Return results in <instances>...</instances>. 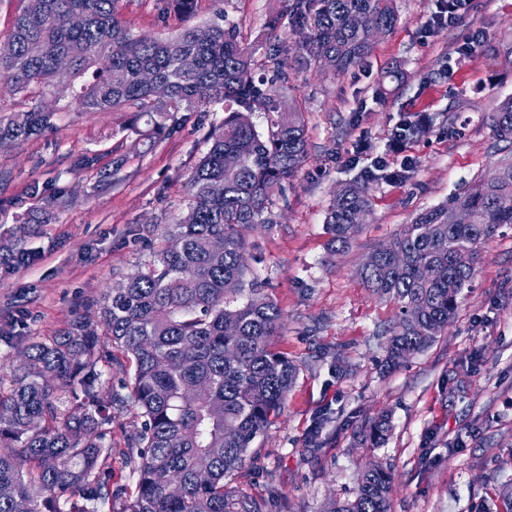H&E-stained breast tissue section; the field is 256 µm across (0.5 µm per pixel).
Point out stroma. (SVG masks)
Instances as JSON below:
<instances>
[{"label":"stroma","mask_w":512,"mask_h":512,"mask_svg":"<svg viewBox=\"0 0 512 512\" xmlns=\"http://www.w3.org/2000/svg\"><path fill=\"white\" fill-rule=\"evenodd\" d=\"M282 6L197 0L184 14L174 0H124L122 10L133 32L158 37L225 13L256 51L257 78L270 73L266 43L283 41L279 62L290 81L277 101L302 112L306 125L309 159L274 193L273 224L243 232L249 265L284 315L273 345L298 373L237 484L265 499L267 512H326L352 497L361 465L372 462L393 475L391 512H490L502 487L512 488V226L482 246L447 332L393 368L385 357L398 309L366 287L361 269L416 213L512 159V143L483 121L512 96V65L458 52L475 30L487 43L512 35V0H473L453 26L438 19L437 0H395L396 28L362 67L340 74L295 67V32L268 28ZM440 68L447 78H435ZM54 93V129L0 148V234L29 225L25 246L37 253L19 269L0 263L5 371L29 339L65 328L164 245V226L188 212V177L208 149L206 135L224 117L218 105L183 113L169 136L136 149L132 113L68 112V90ZM406 117L425 133L394 147L391 132ZM379 157L392 170L412 164L410 178L370 182L369 222L330 251L323 224L337 188ZM35 185L66 206L45 208ZM382 415L389 430L374 447L359 430ZM139 425L131 408L112 424L113 488L132 482L126 459Z\"/></svg>","instance_id":"obj_1"}]
</instances>
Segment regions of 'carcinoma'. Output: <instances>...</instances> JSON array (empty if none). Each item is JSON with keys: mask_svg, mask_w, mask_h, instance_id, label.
Masks as SVG:
<instances>
[{"mask_svg": "<svg viewBox=\"0 0 512 512\" xmlns=\"http://www.w3.org/2000/svg\"><path fill=\"white\" fill-rule=\"evenodd\" d=\"M0 57V98L22 94L26 110L0 108V143H19L55 127L56 111L42 100L54 88L58 60L75 80L78 112L128 111L145 119L138 136L159 138L181 112L224 104V119L207 137L209 149L192 168L190 224L165 228V245L53 336L18 351L24 364L0 374V512H265L262 501L232 486L254 442L284 408L297 373L272 338L283 313L264 289L249 283L244 226L271 224L275 190L308 159L298 112L277 116L267 135L250 120L275 112L276 86L288 73L256 81L255 55L238 27L213 21L169 38L134 35L121 18L122 0H24ZM299 36L295 61L303 69L343 73L369 55L367 16L386 36L398 22L394 0H284ZM78 13L83 24L66 19ZM166 89L158 98L154 86ZM483 119L492 134L512 141V97ZM420 132L404 120L392 130L402 143ZM410 167L384 166L345 184L334 195L325 225L330 250L359 231L358 213L371 212L367 184L405 177ZM466 212L469 224L454 217ZM512 225V162L496 164L447 202L420 212L362 268L366 285L393 300L400 318L388 339L386 363L396 366L445 333L475 268L455 257L479 248ZM35 253L17 233L0 235V259L25 266ZM128 375L123 395L112 389V368ZM135 407L137 454L127 458L133 486L112 491L105 469L112 455L114 411ZM172 477L182 486L170 494ZM393 477L374 463L359 473L353 498L330 512H390Z\"/></svg>", "mask_w": 512, "mask_h": 512, "instance_id": "1", "label": "carcinoma"}]
</instances>
